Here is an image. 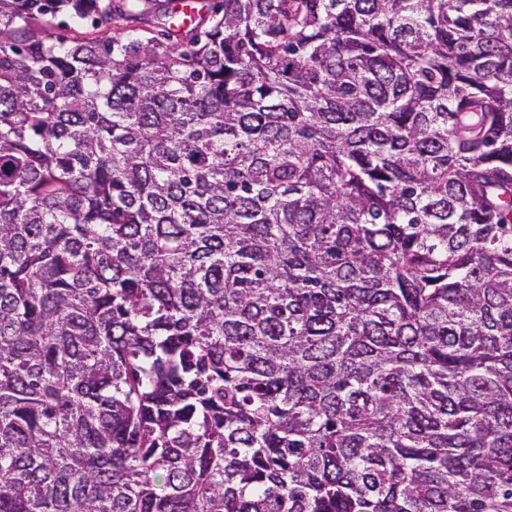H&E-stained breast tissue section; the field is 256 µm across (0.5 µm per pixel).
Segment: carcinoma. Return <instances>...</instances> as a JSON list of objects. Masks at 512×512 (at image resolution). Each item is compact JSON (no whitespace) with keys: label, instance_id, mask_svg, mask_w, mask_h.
<instances>
[{"label":"carcinoma","instance_id":"obj_1","mask_svg":"<svg viewBox=\"0 0 512 512\" xmlns=\"http://www.w3.org/2000/svg\"><path fill=\"white\" fill-rule=\"evenodd\" d=\"M0 0V512H512V0ZM125 0H113L112 9V22L94 25L90 21H85L80 25L74 24L68 17L58 16L55 18H45L42 25L43 35H49L53 39L56 37H63L70 41H84V40H107L111 37L119 36L126 32L131 26H142L145 30L140 32L141 39L146 41L148 38H158L164 40L159 35V29L155 27V21L149 14L151 19V26L140 24L133 21H126L123 19L122 4Z\"/></svg>","mask_w":512,"mask_h":512}]
</instances>
